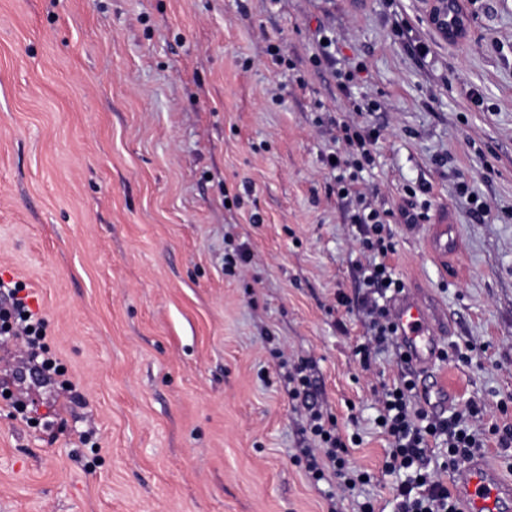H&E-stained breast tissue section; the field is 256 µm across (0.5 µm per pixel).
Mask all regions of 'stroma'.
Instances as JSON below:
<instances>
[{
    "instance_id": "1",
    "label": "stroma",
    "mask_w": 512,
    "mask_h": 512,
    "mask_svg": "<svg viewBox=\"0 0 512 512\" xmlns=\"http://www.w3.org/2000/svg\"><path fill=\"white\" fill-rule=\"evenodd\" d=\"M464 6L449 43L422 0H0V281L26 286L71 382L0 335V512H327L335 482L296 460L285 365L302 359L363 437V498L395 512L374 420L402 367L354 355L364 317L336 295L367 258L323 163L362 94L379 139L359 184L393 270L473 348L438 372L512 423V0ZM323 29L332 65L313 61ZM354 63L346 95L333 70ZM407 205L423 220L402 223ZM442 209L461 242L444 262ZM433 233L429 241L431 254L441 260L456 254L460 247L459 238L452 224L448 223L446 212H440L434 221Z\"/></svg>"
}]
</instances>
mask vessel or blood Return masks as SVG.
<instances>
[{
	"label": "vessel or blood",
	"mask_w": 512,
	"mask_h": 512,
	"mask_svg": "<svg viewBox=\"0 0 512 512\" xmlns=\"http://www.w3.org/2000/svg\"><path fill=\"white\" fill-rule=\"evenodd\" d=\"M459 238L446 213L435 218L429 241L431 254L439 259L458 252ZM397 339L408 367L420 377L419 394L422 405L432 412H444L454 396L430 368L439 360L442 346L439 338L449 333L450 324L440 316L414 289H404L391 304ZM452 483L460 512H512V478H503L483 457L467 460L453 474Z\"/></svg>",
	"instance_id": "vessel-or-blood-1"
}]
</instances>
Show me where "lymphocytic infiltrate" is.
Segmentation results:
<instances>
[{"mask_svg": "<svg viewBox=\"0 0 512 512\" xmlns=\"http://www.w3.org/2000/svg\"><path fill=\"white\" fill-rule=\"evenodd\" d=\"M339 131L344 147L334 153L335 167L340 171L336 189L354 202L350 221L361 234L364 250L376 256L362 270L360 303L369 340L355 349L360 364L367 368L373 353L396 340L388 299L400 292L404 283L386 262L388 255L394 253L395 244L380 211L368 208L353 180L343 175L344 170L359 171L372 163L371 147L376 138L358 124L340 125ZM23 290V284H15L10 291V305L0 306V335L13 337L29 359L35 360L45 346V321L30 315ZM290 381V396L305 412V431L310 435L311 445L302 451L306 473L313 482L332 477L340 492L354 491L363 474L349 468V448L338 431L335 417L322 411L306 364L295 367ZM485 410L482 401L472 400L445 416L429 413L417 403L416 384L409 374L402 375L384 392L380 427L391 444L384 467L403 477L395 488L396 512H458L447 484L437 476L438 471L459 467L492 441L504 449L512 447V425H483ZM440 439L445 440L448 450L442 462L436 464L429 450Z\"/></svg>", "mask_w": 512, "mask_h": 512, "instance_id": "obj_1", "label": "lymphocytic infiltrate"}]
</instances>
